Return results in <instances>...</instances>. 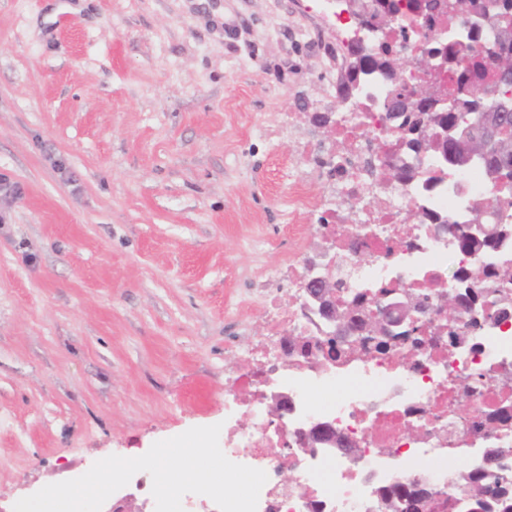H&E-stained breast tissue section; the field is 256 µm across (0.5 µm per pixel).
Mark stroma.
I'll list each match as a JSON object with an SVG mask.
<instances>
[{
    "instance_id": "35a3bbf8",
    "label": "stroma",
    "mask_w": 512,
    "mask_h": 512,
    "mask_svg": "<svg viewBox=\"0 0 512 512\" xmlns=\"http://www.w3.org/2000/svg\"><path fill=\"white\" fill-rule=\"evenodd\" d=\"M335 53L309 0H0V512L223 422L321 242Z\"/></svg>"
}]
</instances>
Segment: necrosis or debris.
Masks as SVG:
<instances>
[{"label": "necrosis or debris", "mask_w": 512, "mask_h": 512, "mask_svg": "<svg viewBox=\"0 0 512 512\" xmlns=\"http://www.w3.org/2000/svg\"><path fill=\"white\" fill-rule=\"evenodd\" d=\"M344 82V73H337L326 94L336 105L337 132L358 149L336 172V194L365 199L362 219L371 233L358 251L344 250L337 280L351 292L399 283L440 294L456 287L448 279L449 258L458 257L463 270L490 272L512 257V243L464 254L451 235L430 232L440 220H471L474 207L492 191L484 163L457 169L428 155L418 180L387 181L373 147L388 132L380 106L390 85L371 76L347 92ZM407 213L413 219L404 239L401 219ZM302 303L299 292L284 303L269 301L272 334L265 346L249 351L235 379L249 397L224 403L225 456L267 474L257 512H370L381 489L421 470L436 492L449 474L438 461L454 448L468 449L472 472L483 468L488 453L500 452L502 474L512 483V432H490L478 417L512 399V307L478 326L451 354L435 348L408 359L396 349L381 358L317 368L284 354L280 345L286 335L324 331L320 319L303 314ZM476 372L485 375L482 387L461 397V387ZM278 392L287 393L288 412L274 423L269 405ZM325 418L353 441V456L298 447V431Z\"/></svg>", "instance_id": "obj_1"}]
</instances>
